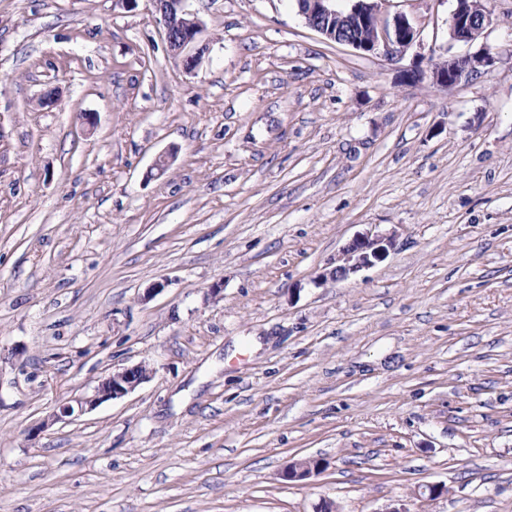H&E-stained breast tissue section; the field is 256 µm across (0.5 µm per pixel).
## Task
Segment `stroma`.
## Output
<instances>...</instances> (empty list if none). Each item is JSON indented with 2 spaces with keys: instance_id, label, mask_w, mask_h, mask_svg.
<instances>
[{
  "instance_id": "obj_1",
  "label": "stroma",
  "mask_w": 512,
  "mask_h": 512,
  "mask_svg": "<svg viewBox=\"0 0 512 512\" xmlns=\"http://www.w3.org/2000/svg\"><path fill=\"white\" fill-rule=\"evenodd\" d=\"M482 2L466 43L453 0H375L422 41L390 61L296 0H190L189 74L151 0H0V512H512V0ZM370 229L387 259L316 285ZM474 7L473 0H455L449 24V34L452 39L466 42L475 41L490 23V13L484 10L477 17ZM494 63L495 56L488 50L472 55L451 56L433 69V78L441 86L451 88L468 81L481 70H487ZM149 374L146 366L140 364L113 373L99 384L93 396L76 400L79 412L92 410L105 400L124 397L148 379ZM322 470L323 464L320 459H305L290 463L282 476L287 481H302L319 474Z\"/></svg>"
}]
</instances>
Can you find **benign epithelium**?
<instances>
[{
  "label": "benign epithelium",
  "instance_id": "7a95c632",
  "mask_svg": "<svg viewBox=\"0 0 512 512\" xmlns=\"http://www.w3.org/2000/svg\"><path fill=\"white\" fill-rule=\"evenodd\" d=\"M155 12L160 16L164 38L172 58L179 62L183 70L192 73L200 65L206 45L200 41L203 23L196 14L187 8L189 0H150ZM303 7L299 13L306 23L330 41L346 44L364 55H380L388 59L403 57L414 46L420 45L419 33L402 15L392 21L378 17L372 0H356L345 13L336 10L335 0H299ZM343 21L346 29H361L369 33L360 40L349 34L326 25L334 19ZM490 13L483 11L475 15L473 0H455V7L449 24L450 37L472 42L477 40L490 23ZM495 56L488 50L464 56H451L433 69L436 83L444 87H454L468 81L474 74L493 66ZM396 242V232H365L354 236L341 249L339 255L318 275V283L349 278L362 270L369 269L383 261ZM149 378V370L144 365H134L118 371L99 384L91 397L76 400V405L64 404L60 412L53 414L58 420L69 416L74 410L81 412L95 408L105 400L122 398L131 393ZM323 464L319 459H305L292 462L283 472L287 481H302L319 474Z\"/></svg>",
  "mask_w": 512,
  "mask_h": 512
}]
</instances>
